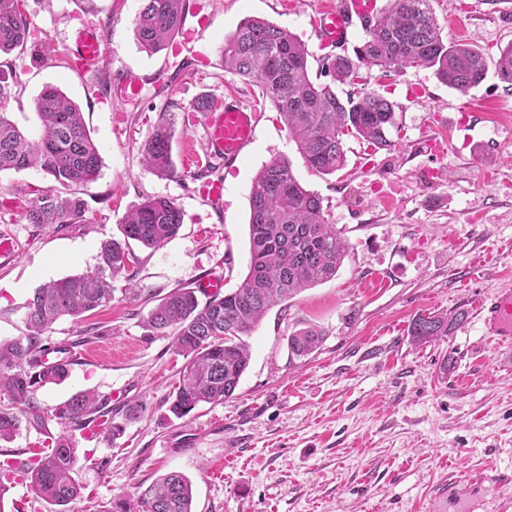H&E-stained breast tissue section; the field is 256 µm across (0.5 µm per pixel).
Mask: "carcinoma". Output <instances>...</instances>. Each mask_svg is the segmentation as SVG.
<instances>
[{"label":"carcinoma","mask_w":512,"mask_h":512,"mask_svg":"<svg viewBox=\"0 0 512 512\" xmlns=\"http://www.w3.org/2000/svg\"><path fill=\"white\" fill-rule=\"evenodd\" d=\"M25 0H0V54L21 50L30 38ZM188 0H145L134 26L140 48L156 53L169 46L181 30ZM366 37L354 55L328 59L324 75L331 83L310 75L311 53L290 31L260 17H247L224 38V69L258 83L287 127L307 166L323 175L346 163L344 137L360 138L375 149L391 146L387 137L395 126L396 104L371 92L339 95L334 85L354 82L361 66L394 70L423 66L434 69L444 85L466 93L486 77L488 62L482 51L464 43L444 41L430 8V0H388L382 11L363 19ZM495 71L512 86V45L500 53ZM41 132L25 136L0 112V172L38 168L62 190L33 191L24 220L37 227H61L84 221L85 201L77 188L96 180L101 172L99 149L86 129L78 105L53 85L45 86L35 101ZM174 130L162 119L142 153L145 167L163 176L176 174L172 162ZM249 269L232 292L200 302L196 290L173 288L148 314L147 325L158 335L172 337L174 351L185 360L169 411L185 416L202 403H222L232 396L249 365L244 337L263 316L299 291L336 276L346 241L328 222L320 198L307 190L293 173L290 161L276 156L266 162L249 194ZM182 212L164 197L147 198L122 217L124 240L100 245L98 266L37 289L27 305V334L0 341V442L12 439L22 421L39 425L44 410L34 399L37 387L58 384L69 376V362L45 360L50 348L43 337L60 318H77L112 303V280L126 271L135 256L134 241L155 249L175 237ZM452 321L419 315L409 332L416 340L446 336ZM315 328L288 337L295 356H307L319 346ZM101 412L96 398L85 392L55 408V417L83 426ZM77 461L70 440L60 436L48 452L17 468L0 460V512L4 495L16 477L30 481L36 498L66 506L81 498L72 478ZM112 512H192L190 482L169 473L152 485L121 496Z\"/></svg>","instance_id":"1"}]
</instances>
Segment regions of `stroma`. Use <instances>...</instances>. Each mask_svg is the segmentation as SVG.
Listing matches in <instances>:
<instances>
[{"label": "stroma", "mask_w": 512, "mask_h": 512, "mask_svg": "<svg viewBox=\"0 0 512 512\" xmlns=\"http://www.w3.org/2000/svg\"><path fill=\"white\" fill-rule=\"evenodd\" d=\"M335 2L189 0L192 15L170 47L150 55L133 34L143 0H26L32 38L23 54L0 57L12 89L0 112L37 135L35 99L44 85L59 87L78 104L102 168L81 189L84 223L41 229L23 219L25 190L50 186L49 177L0 172V231L15 246L0 258V339L22 335L37 288L97 266L130 207L162 196L184 214L164 246L134 245L138 261L114 280L110 307L54 324L47 343L66 350L70 375L36 391L43 425L22 424L0 444L25 460L67 436L84 487L70 512H112L114 498L174 471L192 483L193 512H512V485L492 499L480 486L443 492L478 471L512 475V355L476 315L486 295L512 290V88L492 69L463 94L430 68L361 67L358 89L396 105L391 146L376 152L345 138V167L318 174L256 84L225 71L222 50L242 19L261 17L300 38L318 68L334 53L316 36L318 13ZM431 5L443 39L478 47L491 65L512 45V0ZM84 28L107 48L91 75L71 53ZM130 79L143 85L133 101L121 91ZM228 93L261 111L252 144L230 166L206 158L205 115L193 109ZM463 102L472 117L462 125ZM163 117L174 123L172 177L142 159ZM432 136L446 141L444 152L424 151ZM276 156L320 196L348 250L334 278L274 307L247 336L250 365L234 396L175 417L168 397L184 359L171 337L147 328L150 300L210 277L228 292L240 285L251 183ZM429 170L441 179L426 181ZM216 180L217 202L205 192ZM421 314L454 324L417 343L408 327ZM309 327L322 331L319 347L293 356L289 336ZM78 392L94 393L108 413L97 435L52 414Z\"/></svg>", "instance_id": "1"}]
</instances>
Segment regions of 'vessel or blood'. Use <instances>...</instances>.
<instances>
[{
  "label": "vessel or blood",
  "instance_id": "1",
  "mask_svg": "<svg viewBox=\"0 0 512 512\" xmlns=\"http://www.w3.org/2000/svg\"><path fill=\"white\" fill-rule=\"evenodd\" d=\"M368 9L366 0H338L335 8L322 13L317 23V35L323 45L345 47L356 20ZM74 53L83 68L97 67L104 56V45L92 30H80L75 38ZM259 113L240 98L228 95L218 102L206 117L207 144L212 155L223 157L225 163H235L251 144ZM486 335L499 342L512 341V291L496 293L479 306Z\"/></svg>",
  "mask_w": 512,
  "mask_h": 512
}]
</instances>
